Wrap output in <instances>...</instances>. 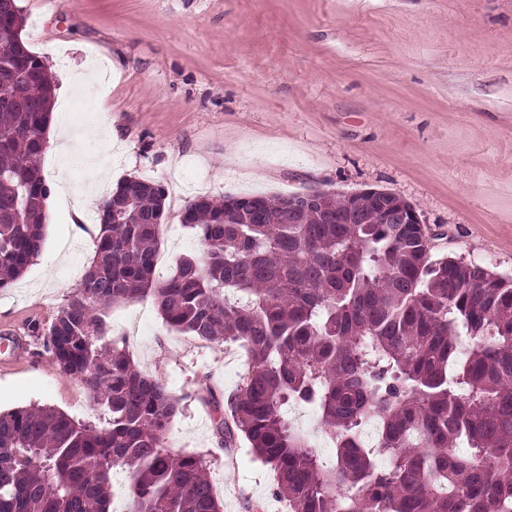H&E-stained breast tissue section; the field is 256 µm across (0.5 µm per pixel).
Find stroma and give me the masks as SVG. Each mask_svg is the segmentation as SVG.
Returning a JSON list of instances; mask_svg holds the SVG:
<instances>
[{
	"label": "stroma",
	"instance_id": "stroma-1",
	"mask_svg": "<svg viewBox=\"0 0 512 512\" xmlns=\"http://www.w3.org/2000/svg\"><path fill=\"white\" fill-rule=\"evenodd\" d=\"M23 35L63 103L62 149L38 261L0 290V411L30 405L97 421L103 409L42 347L95 257L89 222L114 182L168 191L157 278L202 248L180 221L195 196L406 198L434 256L512 276V0H17ZM65 183H58V173ZM138 367L184 395L170 451L203 456L224 512H288L244 438L222 447L208 396L224 400L245 352L169 331L151 301L111 306Z\"/></svg>",
	"mask_w": 512,
	"mask_h": 512
}]
</instances>
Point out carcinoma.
I'll list each match as a JSON object with an SVG mask.
<instances>
[{"label":"carcinoma","mask_w":512,"mask_h":512,"mask_svg":"<svg viewBox=\"0 0 512 512\" xmlns=\"http://www.w3.org/2000/svg\"><path fill=\"white\" fill-rule=\"evenodd\" d=\"M36 61L27 50L0 68V96L19 82L24 100L0 108V289L44 241L39 161L55 84ZM166 200L163 185L128 177L99 204L95 259L42 336L103 416L0 413V512H114L118 468L126 512H223L204 460L167 449L184 397L112 334L106 310L146 299L169 329L245 350L249 370L216 406V432L226 447L247 439L288 512H512V276L433 258L424 224H326L312 208L290 221L281 196L257 198L263 217L242 223L198 196L186 228L203 256L158 280ZM290 404L317 409L331 465ZM370 416L377 448L359 437Z\"/></svg>","instance_id":"obj_1"}]
</instances>
